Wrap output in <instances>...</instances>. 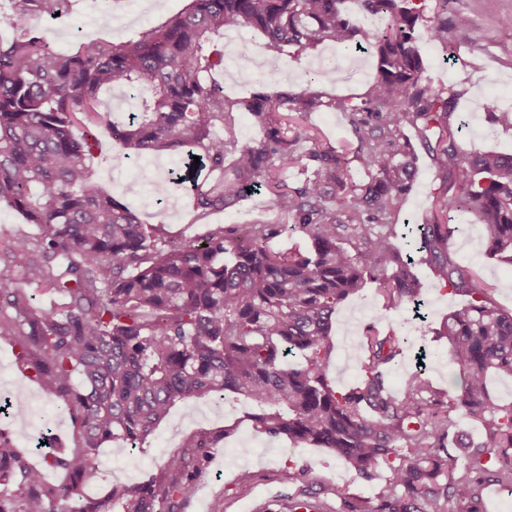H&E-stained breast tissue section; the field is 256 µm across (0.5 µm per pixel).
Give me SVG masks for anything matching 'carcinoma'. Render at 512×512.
<instances>
[{
  "label": "carcinoma",
  "instance_id": "carcinoma-1",
  "mask_svg": "<svg viewBox=\"0 0 512 512\" xmlns=\"http://www.w3.org/2000/svg\"><path fill=\"white\" fill-rule=\"evenodd\" d=\"M10 2L0 17L14 31L0 36V203L39 232L0 237V336L19 345L22 367L76 424L78 445L23 471V451L0 430V475L14 478L0 483V512H182L195 466L229 429L185 438L162 461L160 479L114 485L94 499L83 487L98 470L95 449L117 439L139 448L176 402L227 393L251 402L255 427L269 437L328 448L365 483L387 471L373 498L336 492V512H482L486 484L512 490V402H496L488 389L491 375L512 377V314L455 261L458 227L448 223L452 212L479 213L488 251L512 263V157L461 147L450 122L455 93L431 86L419 52L423 41L446 52L472 45L470 16H448V0H359L360 18L343 12V0H192L137 41L56 49L29 19L63 16L68 0ZM371 17L383 26L367 27ZM240 27L279 51L329 41L371 53L376 75L359 97L325 101L309 77L231 99L212 78L224 53L211 34ZM114 86L136 105L125 118L100 108L101 92ZM324 109L349 114L353 157L296 123ZM246 110L263 135L241 144L236 113ZM486 110L512 129V112L491 101ZM103 126L129 159L199 157L182 177L197 217L251 190L265 194L279 222L205 224L194 238L173 240L165 225L143 223L94 184ZM406 126L441 187L405 250L396 218L417 162ZM303 142L310 146L301 152ZM353 162L368 180H355ZM288 229L310 246L272 248ZM416 254L439 286L468 296L440 332L460 391L434 387L422 370L391 387L403 322L385 334L367 326L360 380L333 389L337 307L369 280L388 308L424 303ZM29 286L63 302L41 306ZM295 353L302 362L288 361ZM454 413L481 423L479 441L452 432ZM46 468L65 470L69 481L49 482Z\"/></svg>",
  "mask_w": 512,
  "mask_h": 512
}]
</instances>
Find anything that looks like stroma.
<instances>
[{
  "mask_svg": "<svg viewBox=\"0 0 512 512\" xmlns=\"http://www.w3.org/2000/svg\"><path fill=\"white\" fill-rule=\"evenodd\" d=\"M190 3L191 0H156L155 6L145 11L140 0H69L64 18L36 16L31 23L60 49L102 37L121 43L139 39L141 33L185 11ZM448 11L466 13L473 18V45L456 48L448 55L440 46L422 43L420 52L426 75L433 87L450 86L457 92L451 122L462 127L460 143L464 149L512 154V129L495 125L484 109L490 98L496 100L499 108L512 109V29L499 24L500 15L512 13V0H448ZM105 14L111 16L112 24L104 29L99 19ZM215 42L224 51L234 47L258 48L265 59L287 60V67L276 70L271 78L270 87L274 90L296 85L313 75L317 78V89L323 93L336 97L356 96L367 89L376 65L374 57L339 50L332 45L303 53L291 49L281 53L263 49L247 27L216 37ZM330 61L339 67L342 81L333 82L325 75L324 65ZM301 125L321 130L326 144L336 150L350 154L357 146L346 113L311 112ZM97 136L100 146L91 161L95 183L135 210L143 223L165 225L170 236L178 240L193 238L199 227L188 196L170 190L163 182L168 168L177 163V155L157 156L156 166L143 169L138 162L126 159L124 147L112 140L106 130H99ZM132 180L146 188L153 182H160L159 194L166 197V204L143 201L128 189L127 184ZM439 186L428 157L420 156L413 187L400 214V224L422 223ZM450 221L458 226L452 245L456 260L491 287V297L500 309L512 312V287L503 285L504 280H512V264L487 251L479 215L474 212L455 214ZM414 272L425 285L427 320L407 331L403 354L390 373V383L401 387L415 364L417 351L423 350L431 358V381L450 392L457 384V377L449 363L448 340L439 336L438 330L451 312L464 305L465 299L438 286L427 264H417ZM409 316L405 306L386 308L372 282L345 300L336 312L330 334V386L342 391L359 380L362 355L358 338L364 327L373 323L385 332ZM250 412L246 401L230 395L217 413L210 410L204 399L177 402L170 416L159 424L142 447L132 449L124 442L114 441L99 449L98 471L85 491L97 495L115 484L144 481L158 474L165 456L177 449L187 436L226 428L229 436L201 464L196 490L185 502L183 512H258L259 505L266 502L271 503L274 512H288V495L296 488L293 475L301 468L307 470L310 480L328 487L324 500L330 505L335 504V494L339 491L369 498L378 492L379 483L360 481L348 465L337 461L325 449L296 444L285 437L273 439L257 431L249 418ZM244 469L254 474L252 485L246 488L235 484L238 473Z\"/></svg>",
  "mask_w": 512,
  "mask_h": 512,
  "instance_id": "35a3bbf8",
  "label": "stroma"
}]
</instances>
